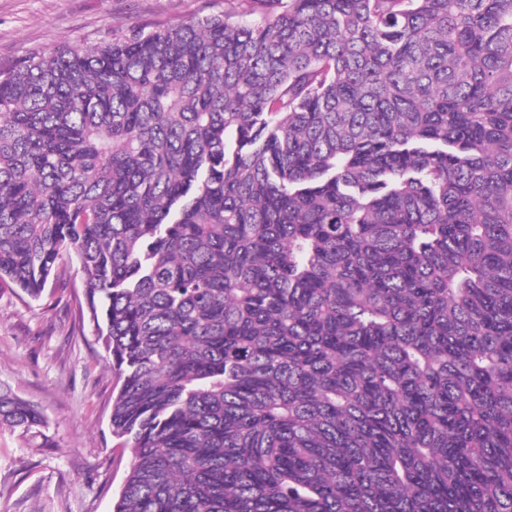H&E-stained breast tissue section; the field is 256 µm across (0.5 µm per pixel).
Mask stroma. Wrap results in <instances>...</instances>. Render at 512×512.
<instances>
[{
    "instance_id": "35a3bbf8",
    "label": "stroma",
    "mask_w": 512,
    "mask_h": 512,
    "mask_svg": "<svg viewBox=\"0 0 512 512\" xmlns=\"http://www.w3.org/2000/svg\"><path fill=\"white\" fill-rule=\"evenodd\" d=\"M223 9L224 0H0V62ZM65 279L64 291L38 302L0 292V388L46 418L37 434L0 428V512H112L130 461L108 425L116 378L78 320L77 263Z\"/></svg>"
}]
</instances>
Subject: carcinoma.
<instances>
[{"instance_id":"cac0c4a2","label":"carcinoma","mask_w":512,"mask_h":512,"mask_svg":"<svg viewBox=\"0 0 512 512\" xmlns=\"http://www.w3.org/2000/svg\"><path fill=\"white\" fill-rule=\"evenodd\" d=\"M225 2L0 64V288L80 264L112 512H512V0Z\"/></svg>"}]
</instances>
